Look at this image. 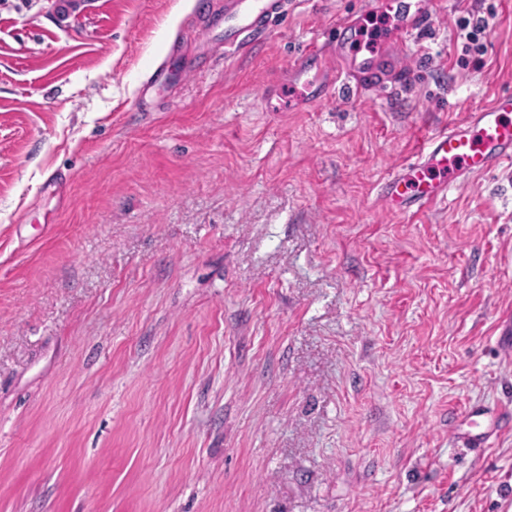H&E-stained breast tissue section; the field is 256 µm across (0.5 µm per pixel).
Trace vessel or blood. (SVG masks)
Listing matches in <instances>:
<instances>
[{"label": "vessel or blood", "mask_w": 512, "mask_h": 512, "mask_svg": "<svg viewBox=\"0 0 512 512\" xmlns=\"http://www.w3.org/2000/svg\"><path fill=\"white\" fill-rule=\"evenodd\" d=\"M286 5L287 0H226L225 50L239 49L255 34L269 32ZM289 75L318 104L342 89L360 94L383 90L406 72L394 51L361 58L338 40L306 50L292 62ZM427 142L426 150L380 189V199L405 215H417L446 199L451 183L512 163V93L498 95L468 121L438 131Z\"/></svg>", "instance_id": "vessel-or-blood-1"}]
</instances>
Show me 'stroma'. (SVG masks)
I'll return each instance as SVG.
<instances>
[{"instance_id":"1","label":"stroma","mask_w":512,"mask_h":512,"mask_svg":"<svg viewBox=\"0 0 512 512\" xmlns=\"http://www.w3.org/2000/svg\"><path fill=\"white\" fill-rule=\"evenodd\" d=\"M87 2L0 0V512H512V166L379 199L512 92V0L299 112L289 64L368 0L230 58L224 0Z\"/></svg>"}]
</instances>
